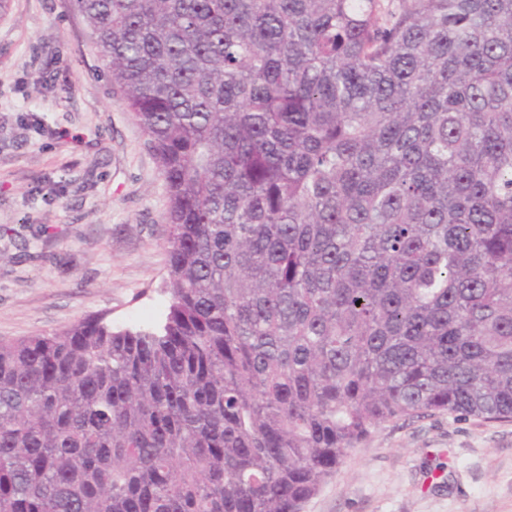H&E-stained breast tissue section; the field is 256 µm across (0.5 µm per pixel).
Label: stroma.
Segmentation results:
<instances>
[{"instance_id": "1", "label": "stroma", "mask_w": 512, "mask_h": 512, "mask_svg": "<svg viewBox=\"0 0 512 512\" xmlns=\"http://www.w3.org/2000/svg\"><path fill=\"white\" fill-rule=\"evenodd\" d=\"M168 193L68 0L0 9V339L104 316L155 328ZM304 512H512V422L444 412L380 427Z\"/></svg>"}]
</instances>
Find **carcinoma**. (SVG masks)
<instances>
[{"label": "carcinoma", "instance_id": "1", "mask_svg": "<svg viewBox=\"0 0 512 512\" xmlns=\"http://www.w3.org/2000/svg\"><path fill=\"white\" fill-rule=\"evenodd\" d=\"M69 4L171 304L0 340V512H303L384 423L512 421V0Z\"/></svg>", "mask_w": 512, "mask_h": 512}]
</instances>
